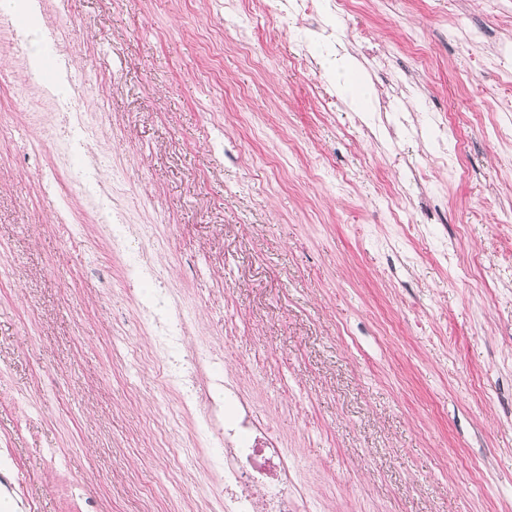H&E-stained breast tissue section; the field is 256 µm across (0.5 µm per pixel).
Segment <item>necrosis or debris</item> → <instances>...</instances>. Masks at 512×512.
<instances>
[{"instance_id": "necrosis-or-debris-1", "label": "necrosis or debris", "mask_w": 512, "mask_h": 512, "mask_svg": "<svg viewBox=\"0 0 512 512\" xmlns=\"http://www.w3.org/2000/svg\"><path fill=\"white\" fill-rule=\"evenodd\" d=\"M17 12L34 18L43 36L42 52L53 64L56 79L67 91H41L31 96L27 112L39 137L24 148L25 158L38 159L58 151L69 160L65 170L49 167L39 173L41 195H59L70 189L90 211L93 221L108 237L114 257L123 259V276L129 291L154 279L153 259L141 252L150 225L131 224L120 204L98 153L101 129L76 108L83 86L74 74L68 41L49 19L50 12H64L66 0H16ZM16 14H0V39L22 41L26 30L15 22ZM172 290L156 289L140 300L136 326L149 338V354L165 371L167 387L179 393L182 408L197 420V442L212 451V495L207 512H300L302 491L288 478V451L281 448L252 400L217 371L220 356L209 349L183 356L190 324L181 307L171 301Z\"/></svg>"}]
</instances>
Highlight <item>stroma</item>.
<instances>
[{
    "label": "stroma",
    "instance_id": "obj_1",
    "mask_svg": "<svg viewBox=\"0 0 512 512\" xmlns=\"http://www.w3.org/2000/svg\"><path fill=\"white\" fill-rule=\"evenodd\" d=\"M217 2L60 17L191 346L281 438L303 512H512V0ZM30 49L0 48V512H206L208 453L170 460L193 425L126 328L121 261L90 218L54 229L23 162ZM329 71L333 80L342 85L353 99L357 100L352 90L360 97L367 99L368 102L370 101L369 83L350 58L343 56L330 60Z\"/></svg>",
    "mask_w": 512,
    "mask_h": 512
}]
</instances>
